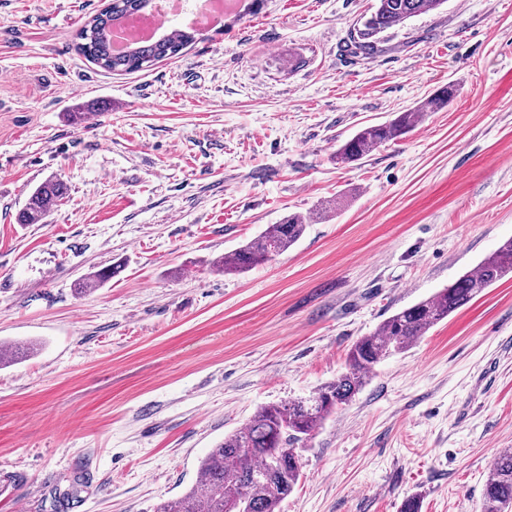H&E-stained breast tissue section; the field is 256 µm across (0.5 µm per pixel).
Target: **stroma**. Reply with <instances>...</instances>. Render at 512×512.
<instances>
[{"instance_id":"obj_1","label":"stroma","mask_w":512,"mask_h":512,"mask_svg":"<svg viewBox=\"0 0 512 512\" xmlns=\"http://www.w3.org/2000/svg\"><path fill=\"white\" fill-rule=\"evenodd\" d=\"M107 3L0 0V347H34L0 366V512H156L258 407L335 380L360 337L512 237V0H446L359 57L375 0H225L223 28L130 74L74 48ZM49 179L64 199L18 223ZM295 213L287 253L213 268ZM504 448L512 275L374 367L280 512H480ZM452 94V92H451ZM444 89L427 104L407 112H399L389 122L368 126L359 130L352 138L344 142L336 151L337 164L350 166L362 160L380 145L397 140L406 135L421 121L427 109H439L451 97Z\"/></svg>"}]
</instances>
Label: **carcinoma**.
<instances>
[{
	"label": "carcinoma",
	"instance_id": "obj_1",
	"mask_svg": "<svg viewBox=\"0 0 512 512\" xmlns=\"http://www.w3.org/2000/svg\"><path fill=\"white\" fill-rule=\"evenodd\" d=\"M150 0H109L80 29L75 50L98 67L130 73L180 54L194 40L175 29L159 39L116 54L108 35L111 22L148 6ZM445 0H377L361 22V36L347 44L353 55L374 52L379 34L406 20L439 9ZM450 95L444 89L427 104L400 112L392 120L359 130L336 151V163L350 166L380 145L406 135L424 112L439 109ZM62 184L48 180L30 195L18 214L20 224H38L62 199ZM304 219L291 214L270 225L259 237L213 262L223 273L244 272L269 262L293 247L304 235ZM512 274V238L504 241L474 270L451 286L386 318L369 336L355 342L346 372L319 386L312 397L261 406L248 422L211 449L200 462L195 483L183 496L162 503L157 512H279L280 503L297 484L301 472L298 445L348 404L382 360L410 348L433 326L467 305L485 289ZM480 512H512V448L501 450L490 465Z\"/></svg>",
	"mask_w": 512,
	"mask_h": 512
}]
</instances>
